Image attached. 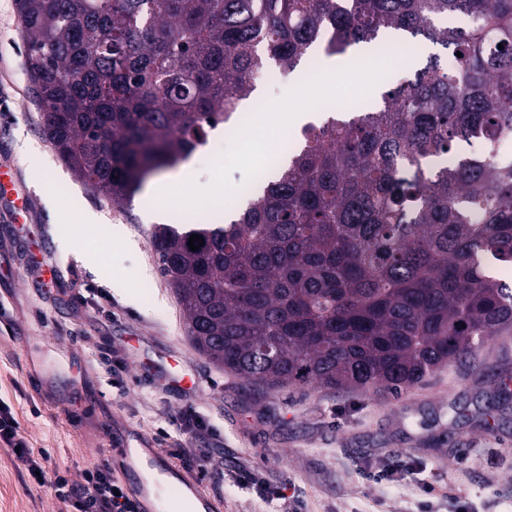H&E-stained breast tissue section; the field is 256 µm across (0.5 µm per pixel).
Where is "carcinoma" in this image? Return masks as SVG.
<instances>
[{"label": "carcinoma", "instance_id": "obj_1", "mask_svg": "<svg viewBox=\"0 0 512 512\" xmlns=\"http://www.w3.org/2000/svg\"><path fill=\"white\" fill-rule=\"evenodd\" d=\"M16 6L44 134L115 203L187 160L255 74L291 73L317 43L442 47L380 104L306 125L227 222L158 224L151 244L195 347L257 388L396 392L512 325L497 274L512 266V0ZM474 140L481 153H457Z\"/></svg>", "mask_w": 512, "mask_h": 512}]
</instances>
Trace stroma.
<instances>
[{
    "mask_svg": "<svg viewBox=\"0 0 512 512\" xmlns=\"http://www.w3.org/2000/svg\"><path fill=\"white\" fill-rule=\"evenodd\" d=\"M16 0H0V166L14 168L29 196L25 223L0 211V403L15 413L31 446L44 448L47 472L73 481L110 457L113 434L133 448L168 454L158 428L192 400L212 427L205 442L223 483L206 482L223 512H283L233 476L245 463L272 486L291 485L301 512H512V330L492 337L463 361L444 363L399 394L365 389L286 388L254 394L192 346L181 306L151 244L155 223L145 192L112 203L80 183L42 132L32 100L27 49ZM402 70L372 64L346 75L298 67L287 85L261 86L262 103L287 99L311 78L325 89L311 102L347 95L357 107L379 102ZM274 129L262 139L218 146L200 166L202 180L254 184L243 156L275 153ZM164 221L204 225L209 206L191 189L174 188ZM58 266L63 288H44L41 271ZM111 346L122 367L105 373L96 345ZM193 372L192 393L156 381L140 364ZM385 473V480L372 476ZM45 488L31 484L9 448L0 445V512H60Z\"/></svg>",
    "mask_w": 512,
    "mask_h": 512,
    "instance_id": "1",
    "label": "stroma"
}]
</instances>
